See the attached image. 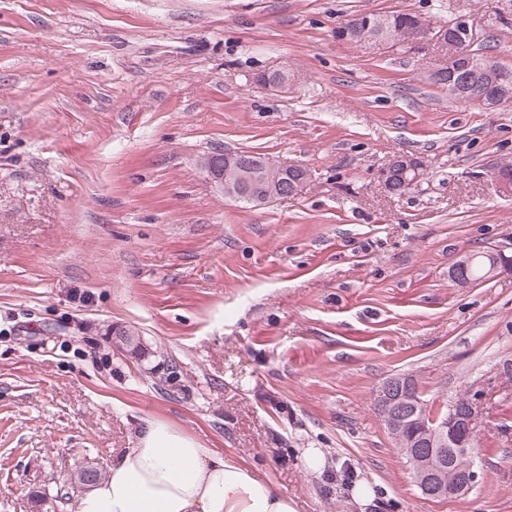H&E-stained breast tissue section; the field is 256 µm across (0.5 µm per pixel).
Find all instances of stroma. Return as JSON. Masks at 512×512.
Masks as SVG:
<instances>
[{
    "label": "stroma",
    "mask_w": 512,
    "mask_h": 512,
    "mask_svg": "<svg viewBox=\"0 0 512 512\" xmlns=\"http://www.w3.org/2000/svg\"><path fill=\"white\" fill-rule=\"evenodd\" d=\"M467 19L512 68V0H0V512H42L89 458L159 418L240 461L296 512H512V272L467 288V250L512 255V101L464 106L448 52L355 45L361 13ZM288 71L282 92L257 82ZM263 154L313 177L259 208L199 164ZM425 178L386 194L396 153ZM139 329L148 356L114 348ZM414 376L478 392V480L431 499L374 407ZM320 449L327 471L303 452ZM396 171H400V174L403 176L404 185L408 184L409 187L410 180L407 177L408 173H414L416 175V179H419L421 177V173L424 172V164L417 157L404 153H397L395 156L391 157V161L380 173V179L383 187L388 189L390 192H396L399 189L395 186ZM420 182L421 180L413 187L400 190L396 195L400 196L402 194H406L412 188L418 186Z\"/></svg>",
    "instance_id": "stroma-1"
}]
</instances>
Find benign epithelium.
<instances>
[{
  "label": "benign epithelium",
  "mask_w": 512,
  "mask_h": 512,
  "mask_svg": "<svg viewBox=\"0 0 512 512\" xmlns=\"http://www.w3.org/2000/svg\"><path fill=\"white\" fill-rule=\"evenodd\" d=\"M457 53L448 60L447 71L451 73L448 86L453 93L466 95L477 89L478 68L473 48L477 45V31L465 20H458ZM445 39V31H437L433 25L422 22L414 32V41ZM243 159L232 153H212L199 159L211 181L218 187H227L229 196L235 195L232 186L226 185L227 172L242 165ZM400 172L404 183H410L409 173L421 177L424 164L415 156L397 153L380 173L381 183L391 192L395 186V172ZM473 256L460 254L452 263L449 274L456 282L467 285L471 282L469 267ZM116 344L131 347L143 345L141 338L130 331L116 327L112 329ZM409 375L394 376L386 380L377 391L379 413L386 421L392 436L404 444V454L413 463L415 479L422 492L430 498L457 497L467 494L474 486L477 472L474 465L466 468L456 466L460 458L472 456V440L477 436L481 407L479 396L469 395L465 403L452 401L446 409L434 410L420 398Z\"/></svg>",
  "instance_id": "7a95c632"
}]
</instances>
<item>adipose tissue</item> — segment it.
<instances>
[{
    "instance_id": "adipose-tissue-1",
    "label": "adipose tissue",
    "mask_w": 512,
    "mask_h": 512,
    "mask_svg": "<svg viewBox=\"0 0 512 512\" xmlns=\"http://www.w3.org/2000/svg\"><path fill=\"white\" fill-rule=\"evenodd\" d=\"M77 512H296L248 466L203 448L161 419L142 422L132 448L77 499Z\"/></svg>"
}]
</instances>
